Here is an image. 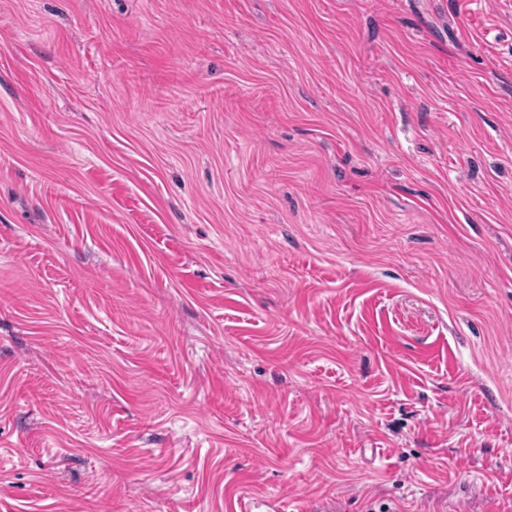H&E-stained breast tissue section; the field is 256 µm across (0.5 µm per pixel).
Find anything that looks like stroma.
Segmentation results:
<instances>
[{"instance_id":"stroma-1","label":"stroma","mask_w":512,"mask_h":512,"mask_svg":"<svg viewBox=\"0 0 512 512\" xmlns=\"http://www.w3.org/2000/svg\"><path fill=\"white\" fill-rule=\"evenodd\" d=\"M512 512V0H0V512Z\"/></svg>"}]
</instances>
